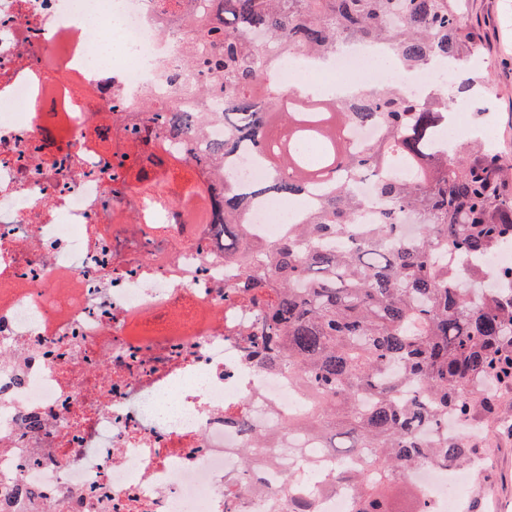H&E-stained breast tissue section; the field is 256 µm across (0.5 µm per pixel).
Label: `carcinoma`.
I'll use <instances>...</instances> for the list:
<instances>
[{
	"label": "carcinoma",
	"mask_w": 512,
	"mask_h": 512,
	"mask_svg": "<svg viewBox=\"0 0 512 512\" xmlns=\"http://www.w3.org/2000/svg\"><path fill=\"white\" fill-rule=\"evenodd\" d=\"M190 27L205 45L188 43L191 70L204 73L192 91L220 100L222 112H157L158 132L189 146L212 122L224 140L195 159L212 200L184 180L178 198L203 206L199 221L224 242V262L237 266L234 287L257 308L247 357L258 369L282 367L307 397L302 429L336 448L334 461L291 464L288 495L273 512H311L307 487L322 483L353 494L352 512H430L420 489L402 473L420 463L469 465L474 438L497 413L512 410V267L450 264L442 256L485 257L512 244V158L473 139L442 137L469 82L415 98L395 85L361 89L335 103L279 89L264 62L260 33L312 58L350 44H380L410 71L439 62L457 71L480 52L458 0H209ZM379 129L351 145L350 126ZM268 168L265 178L238 184L226 175L237 156ZM414 167L411 175L400 164ZM373 181L377 220L356 232L366 199L355 181ZM314 187L321 200L275 244L252 238L247 215L257 199L289 201ZM417 218L418 233L402 230ZM473 429L448 435V417ZM257 480L251 449L232 498Z\"/></svg>",
	"instance_id": "obj_1"
}]
</instances>
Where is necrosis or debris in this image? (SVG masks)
Returning <instances> with one entry per match:
<instances>
[{
  "mask_svg": "<svg viewBox=\"0 0 512 512\" xmlns=\"http://www.w3.org/2000/svg\"><path fill=\"white\" fill-rule=\"evenodd\" d=\"M94 8V30L75 25ZM117 39L123 54L99 63ZM189 29L168 0H0V512H268L285 489L282 460L262 461L256 489L224 482L247 434L303 405L282 369L246 358L257 312L240 302L224 251L183 205L145 204L164 157L202 183L184 143L153 131L143 103L200 107L186 94ZM281 87L371 88L369 50L329 63L288 51ZM217 110V101L202 105ZM316 202H256L253 237L278 241ZM434 512H452L448 472L409 469Z\"/></svg>",
  "mask_w": 512,
  "mask_h": 512,
  "instance_id": "necrosis-or-debris-1",
  "label": "necrosis or debris"
}]
</instances>
